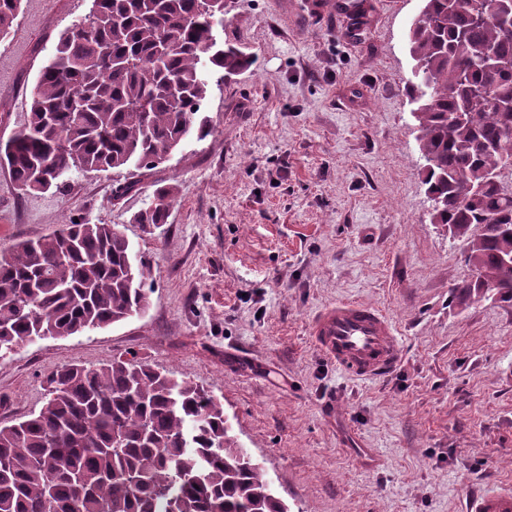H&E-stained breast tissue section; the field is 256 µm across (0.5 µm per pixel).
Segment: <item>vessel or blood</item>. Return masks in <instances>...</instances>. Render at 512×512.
Segmentation results:
<instances>
[{
	"label": "vessel or blood",
	"instance_id": "vessel-or-blood-1",
	"mask_svg": "<svg viewBox=\"0 0 512 512\" xmlns=\"http://www.w3.org/2000/svg\"><path fill=\"white\" fill-rule=\"evenodd\" d=\"M315 347L336 367L355 379H372L392 372L402 353L389 317L379 308L355 300H340L313 319ZM467 512H512V487L472 493Z\"/></svg>",
	"mask_w": 512,
	"mask_h": 512
}]
</instances>
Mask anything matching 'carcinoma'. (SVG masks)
<instances>
[{
	"label": "carcinoma",
	"instance_id": "1",
	"mask_svg": "<svg viewBox=\"0 0 512 512\" xmlns=\"http://www.w3.org/2000/svg\"><path fill=\"white\" fill-rule=\"evenodd\" d=\"M92 0L59 37L27 124L0 148L17 189L47 192L74 171L153 169L192 135L208 77L247 70L216 41L234 0ZM22 0H0V42ZM409 52L432 86L408 83L432 222L466 243L474 280L456 297L512 300V14L500 0H423ZM155 190L133 222L165 224ZM149 270L114 226L72 221L0 255V358L35 338L77 336L148 304ZM210 391L136 357L65 365L40 410L0 426V512H289L267 472L230 435Z\"/></svg>",
	"mask_w": 512,
	"mask_h": 512
}]
</instances>
